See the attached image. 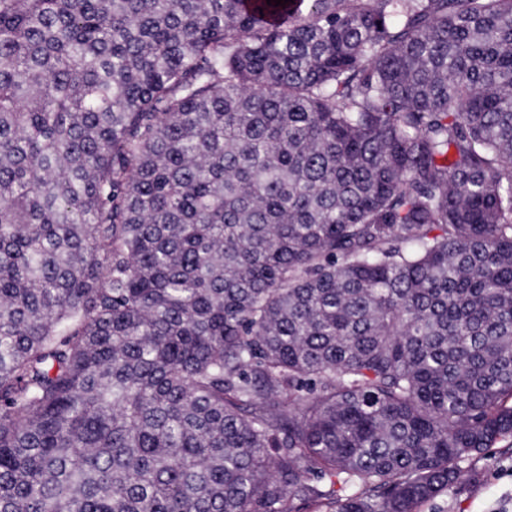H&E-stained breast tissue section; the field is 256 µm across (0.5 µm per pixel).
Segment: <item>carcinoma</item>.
Masks as SVG:
<instances>
[{"mask_svg": "<svg viewBox=\"0 0 512 512\" xmlns=\"http://www.w3.org/2000/svg\"><path fill=\"white\" fill-rule=\"evenodd\" d=\"M512 439V0H0V512H418Z\"/></svg>", "mask_w": 512, "mask_h": 512, "instance_id": "1", "label": "carcinoma"}]
</instances>
